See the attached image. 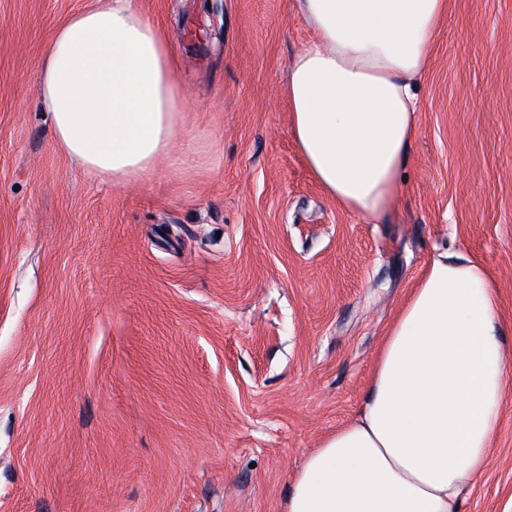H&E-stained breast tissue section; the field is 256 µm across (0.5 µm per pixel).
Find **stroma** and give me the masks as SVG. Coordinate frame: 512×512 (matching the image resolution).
I'll return each mask as SVG.
<instances>
[{"mask_svg": "<svg viewBox=\"0 0 512 512\" xmlns=\"http://www.w3.org/2000/svg\"><path fill=\"white\" fill-rule=\"evenodd\" d=\"M95 2L0 0V512H283L436 250L487 266L512 350V0H448L380 224L289 132L293 0H135L181 60L182 163L86 174L39 76ZM462 512H512V388Z\"/></svg>", "mask_w": 512, "mask_h": 512, "instance_id": "stroma-1", "label": "stroma"}]
</instances>
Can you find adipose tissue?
<instances>
[{"label": "adipose tissue", "mask_w": 512, "mask_h": 512, "mask_svg": "<svg viewBox=\"0 0 512 512\" xmlns=\"http://www.w3.org/2000/svg\"><path fill=\"white\" fill-rule=\"evenodd\" d=\"M315 33L287 65L289 129L314 181L382 223L419 130L416 84L448 0H294ZM180 61L134 0L66 18L43 60L61 152L93 177L145 178L184 112ZM512 369L498 291L463 251L434 253L374 363L360 413L305 458L284 512H461L490 466Z\"/></svg>", "instance_id": "adipose-tissue-1"}]
</instances>
